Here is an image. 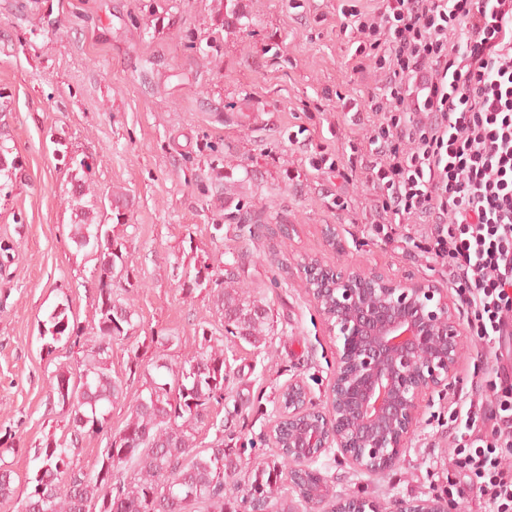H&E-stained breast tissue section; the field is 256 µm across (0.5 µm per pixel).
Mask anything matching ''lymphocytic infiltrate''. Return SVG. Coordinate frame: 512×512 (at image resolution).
Returning a JSON list of instances; mask_svg holds the SVG:
<instances>
[{
  "label": "lymphocytic infiltrate",
  "mask_w": 512,
  "mask_h": 512,
  "mask_svg": "<svg viewBox=\"0 0 512 512\" xmlns=\"http://www.w3.org/2000/svg\"><path fill=\"white\" fill-rule=\"evenodd\" d=\"M354 34L373 145L367 179L378 221L428 225L425 253L453 261L471 284L474 331L512 334V0H381L341 8ZM459 410L463 480L488 512H512V364L476 380Z\"/></svg>",
  "instance_id": "1"
}]
</instances>
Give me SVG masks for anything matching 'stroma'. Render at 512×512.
Listing matches in <instances>:
<instances>
[{
  "label": "stroma",
  "mask_w": 512,
  "mask_h": 512,
  "mask_svg": "<svg viewBox=\"0 0 512 512\" xmlns=\"http://www.w3.org/2000/svg\"><path fill=\"white\" fill-rule=\"evenodd\" d=\"M215 14V0H0V132L22 155L25 175L0 200V239L21 243L0 266V436L12 430L19 439L18 449L0 446L15 489L0 512H17L25 498L35 448L68 431L63 411L47 400L48 382L77 353L62 343L47 352L41 327L64 302L83 323L95 312L98 270L71 239V172L58 144L92 160L101 197L119 189L130 199L124 221L108 207L100 215L124 244L126 295L136 310L129 338L112 344L113 378L133 381L131 355L147 365L162 354L178 365L202 333L223 339L224 401L196 445L236 450L229 482L275 459L267 430L282 386L304 381L312 403L326 406L337 341L299 277L303 255L433 281L461 316L470 312L452 260L419 248L427 225L373 221L364 169L371 148L343 109L367 90L334 0H241L228 28ZM212 41L214 67L193 48ZM214 146L224 151L220 189L211 178ZM324 154L330 166L314 168ZM242 212L255 237L239 236L233 220ZM201 255L212 278H239L266 306L265 343L226 341L208 288L183 289L185 270ZM158 336L174 342L160 346ZM494 363L490 346L464 336L456 381L423 396L397 466L368 475L333 451L317 460L332 493L384 504L447 496L452 411L474 374Z\"/></svg>",
  "instance_id": "stroma-1"
}]
</instances>
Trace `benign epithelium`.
<instances>
[{"mask_svg":"<svg viewBox=\"0 0 512 512\" xmlns=\"http://www.w3.org/2000/svg\"><path fill=\"white\" fill-rule=\"evenodd\" d=\"M308 293L339 346L323 410L304 403L288 460L308 470L338 449L359 472L381 474L401 456L427 392L453 383L463 334L448 291L430 280L396 278L306 255L298 263ZM329 512H449L438 497L377 500L340 496Z\"/></svg>","mask_w":512,"mask_h":512,"instance_id":"benign-epithelium-1","label":"benign epithelium"}]
</instances>
